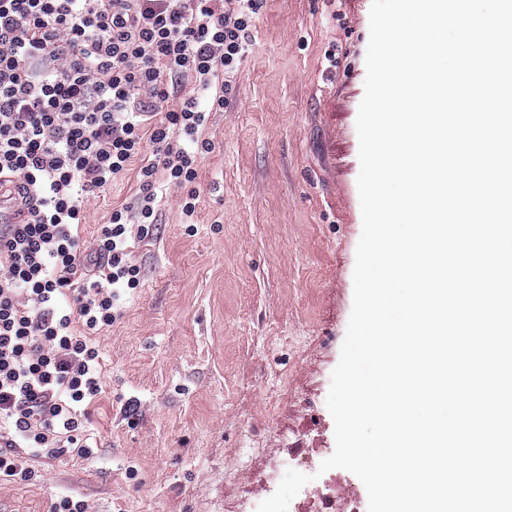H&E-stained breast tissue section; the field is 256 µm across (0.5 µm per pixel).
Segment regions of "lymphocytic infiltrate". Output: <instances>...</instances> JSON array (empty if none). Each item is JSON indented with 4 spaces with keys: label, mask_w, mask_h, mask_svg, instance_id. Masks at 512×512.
Listing matches in <instances>:
<instances>
[{
    "label": "lymphocytic infiltrate",
    "mask_w": 512,
    "mask_h": 512,
    "mask_svg": "<svg viewBox=\"0 0 512 512\" xmlns=\"http://www.w3.org/2000/svg\"><path fill=\"white\" fill-rule=\"evenodd\" d=\"M259 7L0 0V192L25 210L0 224V481L34 479V459L91 453L97 338L140 285L131 243L153 236L162 189H183L193 219L208 115L235 93ZM140 156L135 207L86 243V201Z\"/></svg>",
    "instance_id": "lymphocytic-infiltrate-1"
}]
</instances>
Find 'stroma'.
I'll return each mask as SVG.
<instances>
[{"label": "stroma", "instance_id": "stroma-1", "mask_svg": "<svg viewBox=\"0 0 512 512\" xmlns=\"http://www.w3.org/2000/svg\"><path fill=\"white\" fill-rule=\"evenodd\" d=\"M371 0H261L251 46L211 153L199 201L161 202L155 238L135 243L141 286L101 333L104 392L86 458L0 482V512H246L295 439L330 456L326 407L353 307L362 232L356 119ZM141 159L84 209L93 240L133 205Z\"/></svg>", "mask_w": 512, "mask_h": 512}]
</instances>
